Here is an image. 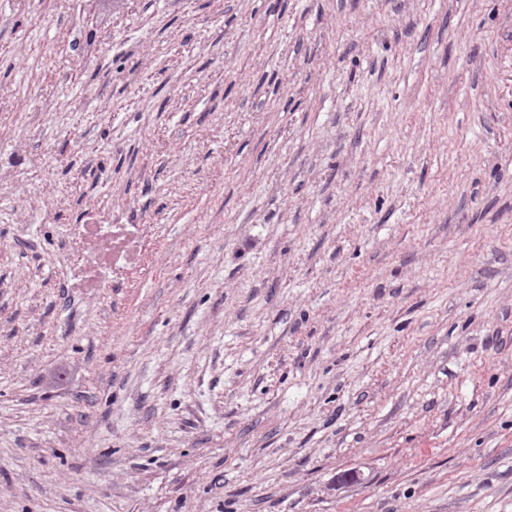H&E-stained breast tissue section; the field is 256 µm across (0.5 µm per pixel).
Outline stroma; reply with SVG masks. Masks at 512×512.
Returning a JSON list of instances; mask_svg holds the SVG:
<instances>
[{"label": "stroma", "instance_id": "35a3bbf8", "mask_svg": "<svg viewBox=\"0 0 512 512\" xmlns=\"http://www.w3.org/2000/svg\"><path fill=\"white\" fill-rule=\"evenodd\" d=\"M0 512H512V0H0Z\"/></svg>", "mask_w": 512, "mask_h": 512}]
</instances>
